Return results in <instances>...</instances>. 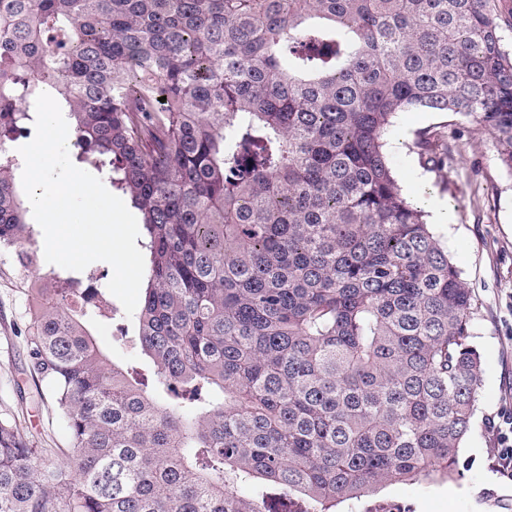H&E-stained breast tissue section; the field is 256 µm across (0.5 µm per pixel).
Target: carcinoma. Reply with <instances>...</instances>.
<instances>
[{"label": "carcinoma", "mask_w": 512, "mask_h": 512, "mask_svg": "<svg viewBox=\"0 0 512 512\" xmlns=\"http://www.w3.org/2000/svg\"><path fill=\"white\" fill-rule=\"evenodd\" d=\"M503 24L499 0H0V248L36 261L9 143L51 88L142 215L154 365L104 352L83 279L30 284L68 448L0 418V512H329L458 473L471 291L388 147L399 113H451L512 174ZM412 150L448 159L438 131Z\"/></svg>", "instance_id": "obj_1"}]
</instances>
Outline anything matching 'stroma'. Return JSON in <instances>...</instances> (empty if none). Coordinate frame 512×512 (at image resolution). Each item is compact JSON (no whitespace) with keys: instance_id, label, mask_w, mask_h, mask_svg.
I'll return each mask as SVG.
<instances>
[{"instance_id":"35a3bbf8","label":"stroma","mask_w":512,"mask_h":512,"mask_svg":"<svg viewBox=\"0 0 512 512\" xmlns=\"http://www.w3.org/2000/svg\"><path fill=\"white\" fill-rule=\"evenodd\" d=\"M445 129L448 163H425L411 149L417 131ZM405 194L421 206L443 202L448 221L434 234L471 290V344L482 358L477 409L459 455L461 475L415 483L391 481L336 512H512V481L497 472L493 420L512 411V175L501 166L493 139L479 126L438 112H403L389 149ZM39 262L24 271L0 255V417L8 418L47 460L63 461L67 433L44 385L33 373L26 345L27 286L60 273ZM133 320L97 324L99 344L124 363L151 372L131 343Z\"/></svg>"}]
</instances>
